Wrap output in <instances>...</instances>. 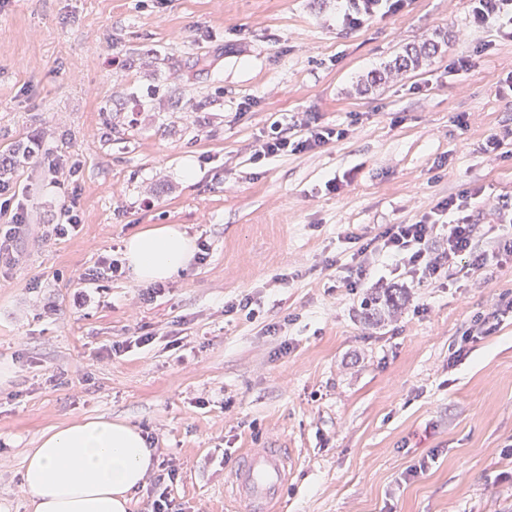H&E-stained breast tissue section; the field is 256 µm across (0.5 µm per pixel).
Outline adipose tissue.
I'll list each match as a JSON object with an SVG mask.
<instances>
[{
  "instance_id": "1",
  "label": "adipose tissue",
  "mask_w": 512,
  "mask_h": 512,
  "mask_svg": "<svg viewBox=\"0 0 512 512\" xmlns=\"http://www.w3.org/2000/svg\"><path fill=\"white\" fill-rule=\"evenodd\" d=\"M194 243L177 224L130 236L124 258L139 282L175 276ZM153 452L135 427L84 419L44 432L24 463L22 478L33 512H128L153 468Z\"/></svg>"
}]
</instances>
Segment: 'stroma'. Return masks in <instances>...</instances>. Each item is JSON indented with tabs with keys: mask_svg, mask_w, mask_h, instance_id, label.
<instances>
[{
	"mask_svg": "<svg viewBox=\"0 0 512 512\" xmlns=\"http://www.w3.org/2000/svg\"><path fill=\"white\" fill-rule=\"evenodd\" d=\"M341 0H0V154L42 135L82 164L81 224L51 236L63 196L23 165L32 218L0 279V512H31L22 483L42 432L86 418L155 434L183 512H236L224 477L245 448L292 449L284 512H512V313L449 362L474 316L512 298V260L421 285L387 268L352 292L346 233L410 224L477 182L512 198V41L469 23L468 0H408L358 29ZM443 38L421 70L371 83L406 46ZM491 41L463 75L458 52ZM304 115L340 141L253 161L271 123ZM466 116L459 127L457 116ZM339 192L326 191L329 179ZM179 224L204 263L153 301L131 273L83 276L131 235ZM401 310L368 321L379 281ZM251 299L258 315L225 312ZM151 345L99 353L127 336ZM205 405H197V398ZM425 464L423 474L410 469Z\"/></svg>",
	"mask_w": 512,
	"mask_h": 512,
	"instance_id": "1",
	"label": "stroma"
}]
</instances>
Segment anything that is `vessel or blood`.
Segmentation results:
<instances>
[{"mask_svg":"<svg viewBox=\"0 0 512 512\" xmlns=\"http://www.w3.org/2000/svg\"><path fill=\"white\" fill-rule=\"evenodd\" d=\"M293 456L284 448H248L224 479V494L240 512H282V489Z\"/></svg>","mask_w":512,"mask_h":512,"instance_id":"b4317fda","label":"vessel or blood"}]
</instances>
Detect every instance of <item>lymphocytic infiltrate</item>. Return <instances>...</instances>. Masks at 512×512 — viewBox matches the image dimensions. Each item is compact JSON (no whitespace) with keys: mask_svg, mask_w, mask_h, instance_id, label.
<instances>
[{"mask_svg":"<svg viewBox=\"0 0 512 512\" xmlns=\"http://www.w3.org/2000/svg\"><path fill=\"white\" fill-rule=\"evenodd\" d=\"M341 23L359 28L369 21L402 11L406 0H343ZM470 24L475 28L495 29L499 37L512 40V0H469ZM304 133L299 138L288 136L282 122H273L269 132L254 149V160H262L285 153L309 152L324 147L331 141L345 137L341 128H330L299 119ZM35 162L49 171L67 170L77 177L79 164L73 156L55 154L45 150L41 137L29 138L26 143L0 160V215L7 223L0 225V269L10 270L14 249L21 230L29 223V204L25 192L16 188L12 174L21 165ZM481 190L469 186L449 195L437 203L433 211L422 215L411 224H389L375 237L356 249L355 264L344 280V285L356 289L363 285L369 272L370 260L384 256L393 261L395 268L406 270L417 283L440 279L443 271L453 270L459 260H467L469 268L484 266L490 256L512 257V233L503 232L497 240L495 253L476 251L474 237V201ZM447 219L446 234H438L440 219ZM178 470L172 460H162L158 473L147 491L146 512H183L173 494Z\"/></svg>","mask_w":512,"mask_h":512,"instance_id":"1","label":"lymphocytic infiltrate"}]
</instances>
